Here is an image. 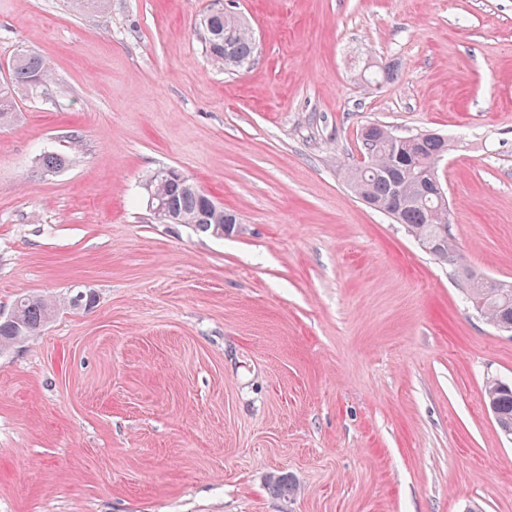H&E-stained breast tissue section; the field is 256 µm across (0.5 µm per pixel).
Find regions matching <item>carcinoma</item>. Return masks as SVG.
Segmentation results:
<instances>
[{
	"label": "carcinoma",
	"mask_w": 512,
	"mask_h": 512,
	"mask_svg": "<svg viewBox=\"0 0 512 512\" xmlns=\"http://www.w3.org/2000/svg\"><path fill=\"white\" fill-rule=\"evenodd\" d=\"M202 40L212 64L227 72L247 66L254 58L256 44L247 23L236 13L214 10L201 22ZM367 85L378 88L391 81L389 66H370L363 71ZM49 78V69L34 53L18 55L12 62L11 81L0 86V127L14 118V87H30L33 80ZM362 150L369 164L345 172L351 191L369 207L385 214L408 233L429 254L450 263L456 261L455 246L448 237V201L444 193L423 189L422 178L439 180L438 167L448 153V140L432 133L409 136L404 144L388 136L384 125L371 124L361 133ZM152 191L169 203L180 224H193L199 217L203 199L199 193L178 182L155 181ZM466 285V299L482 317L500 332L512 333V282L496 287L491 278L470 270H459ZM97 294L78 290L67 298L66 306L91 310ZM61 303L46 296L24 295L16 301L12 318L0 320V352L39 331L56 315ZM484 400L499 431L512 436V382L491 380L484 388ZM270 483L277 494L292 496L296 484L287 474L273 475Z\"/></svg>",
	"instance_id": "obj_1"
}]
</instances>
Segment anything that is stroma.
Wrapping results in <instances>:
<instances>
[{
	"mask_svg": "<svg viewBox=\"0 0 512 512\" xmlns=\"http://www.w3.org/2000/svg\"><path fill=\"white\" fill-rule=\"evenodd\" d=\"M218 8L257 39L232 73ZM24 51L50 78L0 128V313L98 299L0 354V512H512V334L456 273L512 282V0H0V82ZM372 123L447 136L456 265L348 188ZM165 168L233 232L158 221ZM200 26L206 53L215 67L230 72L253 60L256 52L254 36L235 12L224 10L220 14L210 10L203 16ZM484 400L499 431L512 436V382L489 381L484 388Z\"/></svg>",
	"mask_w": 512,
	"mask_h": 512,
	"instance_id": "obj_1",
	"label": "stroma"
}]
</instances>
